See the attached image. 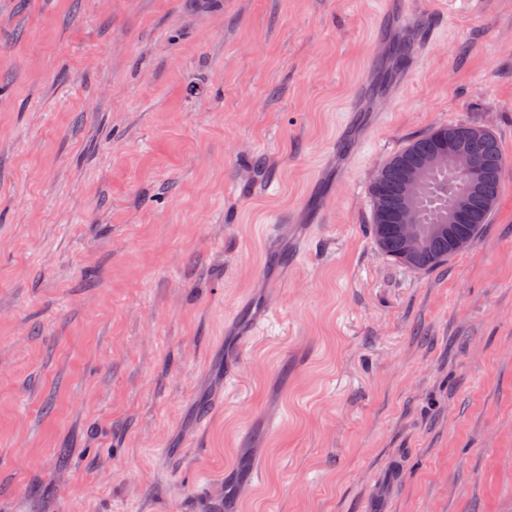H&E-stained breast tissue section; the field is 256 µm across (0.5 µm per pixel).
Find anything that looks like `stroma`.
<instances>
[{"instance_id": "35a3bbf8", "label": "stroma", "mask_w": 512, "mask_h": 512, "mask_svg": "<svg viewBox=\"0 0 512 512\" xmlns=\"http://www.w3.org/2000/svg\"><path fill=\"white\" fill-rule=\"evenodd\" d=\"M379 3L0 0V512H512V0H417L340 164ZM454 123L503 189L414 272L370 182Z\"/></svg>"}]
</instances>
